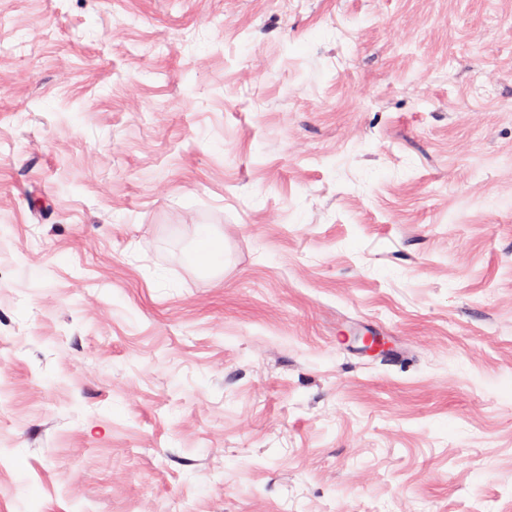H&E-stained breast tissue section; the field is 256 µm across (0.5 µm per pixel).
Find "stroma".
<instances>
[{"instance_id":"stroma-1","label":"stroma","mask_w":512,"mask_h":512,"mask_svg":"<svg viewBox=\"0 0 512 512\" xmlns=\"http://www.w3.org/2000/svg\"><path fill=\"white\" fill-rule=\"evenodd\" d=\"M0 512H512V0H0Z\"/></svg>"}]
</instances>
